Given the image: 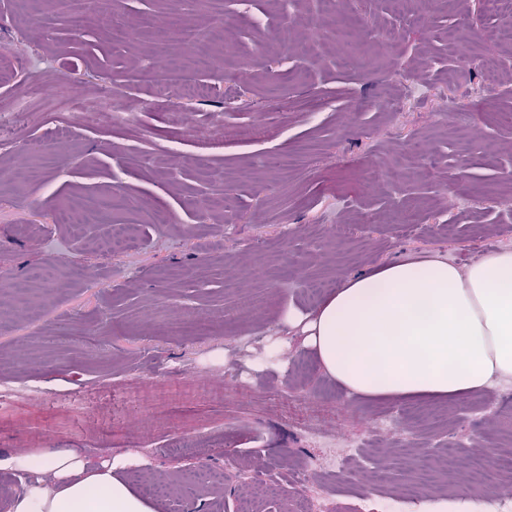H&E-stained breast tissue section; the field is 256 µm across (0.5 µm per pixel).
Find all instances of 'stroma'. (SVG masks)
<instances>
[{
	"mask_svg": "<svg viewBox=\"0 0 512 512\" xmlns=\"http://www.w3.org/2000/svg\"><path fill=\"white\" fill-rule=\"evenodd\" d=\"M80 3L77 34L45 0H0V456L135 454L124 478L161 512L512 491V385L361 400L281 320L317 306L309 285L378 263L512 248L492 221L512 213V41L493 0ZM218 26L198 68L193 43ZM104 94L126 123L87 122ZM116 194L96 222L64 218ZM204 466L223 484L192 483Z\"/></svg>",
	"mask_w": 512,
	"mask_h": 512,
	"instance_id": "obj_1",
	"label": "stroma"
}]
</instances>
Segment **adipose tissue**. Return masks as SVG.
Segmentation results:
<instances>
[{
  "label": "adipose tissue",
  "instance_id": "adipose-tissue-1",
  "mask_svg": "<svg viewBox=\"0 0 512 512\" xmlns=\"http://www.w3.org/2000/svg\"><path fill=\"white\" fill-rule=\"evenodd\" d=\"M286 321L347 395L454 403L512 383V250L462 269L435 256L374 266ZM134 461L92 466L48 450L0 459V468L37 475L11 512H155L124 479Z\"/></svg>",
  "mask_w": 512,
  "mask_h": 512
}]
</instances>
